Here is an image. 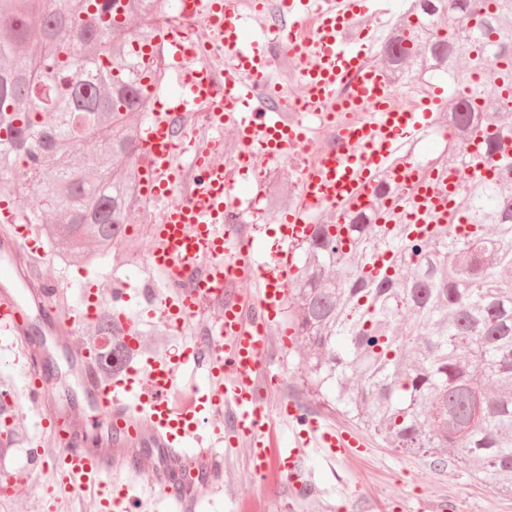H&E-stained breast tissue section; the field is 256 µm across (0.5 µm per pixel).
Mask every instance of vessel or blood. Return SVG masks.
Listing matches in <instances>:
<instances>
[{"mask_svg":"<svg viewBox=\"0 0 512 512\" xmlns=\"http://www.w3.org/2000/svg\"><path fill=\"white\" fill-rule=\"evenodd\" d=\"M194 5L224 67L216 76L194 69L184 93L173 97L176 110L212 102L215 130L232 126L242 154L272 162L287 157L302 134L285 124L262 93L273 69L268 47L278 42L277 31L254 34L234 0H194ZM281 6L286 13H314L319 19L301 74L309 119L318 118L320 105L338 98L344 113L357 120L337 122L334 146L305 169L303 205L281 225V244L260 263L253 259L252 243L242 242L230 222L244 185L228 177L226 165L214 163L211 154L194 156L189 200L163 208L153 227L148 260L163 274L164 286L150 295V314L179 328L197 318L202 302H215L222 306L216 335L189 336L180 353L152 354L105 372L100 356L106 338L91 344L83 338L88 307L107 300L127 344L138 348L139 324L127 311L128 283L88 281L79 290L76 312H68L65 289L33 273V263L48 254L35 228L20 225L14 210L6 211L0 226V342L17 348L22 393L41 410L32 459L49 457L55 485L91 494L98 512H137L142 499L131 478L146 454L154 459L151 484L160 502L172 512H190L200 490H223L218 445L247 438L256 477L272 469L294 485L307 482L299 453L309 443L332 458L348 457L359 446L354 436L321 428L295 405L288 411L294 436L281 442L271 430L256 377L268 326L287 293L292 256L284 242L308 234L313 209L369 201L377 167L426 115L391 106L380 70L369 65L357 40L339 39L352 16L365 12V0H281ZM142 145L148 195L155 201L173 196L177 154L169 113L149 114ZM246 278L259 282L257 297L236 291V283ZM185 374L200 376L202 383L193 387L189 402L179 404L173 392ZM226 415L233 421L230 435L224 432Z\"/></svg>","mask_w":512,"mask_h":512,"instance_id":"1","label":"vessel or blood"}]
</instances>
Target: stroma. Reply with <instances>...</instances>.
<instances>
[{
    "mask_svg": "<svg viewBox=\"0 0 512 512\" xmlns=\"http://www.w3.org/2000/svg\"><path fill=\"white\" fill-rule=\"evenodd\" d=\"M240 180L250 190L251 203L242 207L239 214L260 246L271 245L279 236V222L285 211L268 208L264 188L252 174L242 173ZM45 272L73 296L84 276L120 277L136 291L130 310L140 319L147 349L156 353L180 349L181 334L165 331L161 323L147 315L148 306L141 295L147 274L144 265L134 261L128 242H119L111 253L99 256L88 268L49 258ZM263 370L271 380L270 411H277L283 402L295 403L321 426L355 435L365 450L336 461L318 449H307L300 466L310 475L314 489L301 494L282 481L272 486L257 483L249 444L240 442L239 446L222 451L223 495L202 502L197 512H417L423 503L435 512H444L451 506L456 512H512V494L476 479L468 466L454 461L436 466L422 455L386 447L341 410L332 409L323 391L311 380L306 355L287 314H280L269 327ZM37 420L32 405L24 396H17L13 427L21 442L15 447L12 468L27 479L25 512H97L91 500L59 499L47 491V473L33 468L31 460Z\"/></svg>",
    "mask_w": 512,
    "mask_h": 512,
    "instance_id": "obj_1",
    "label": "stroma"
}]
</instances>
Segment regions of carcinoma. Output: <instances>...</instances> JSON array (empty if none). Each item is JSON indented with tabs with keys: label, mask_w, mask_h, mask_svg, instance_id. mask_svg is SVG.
Here are the masks:
<instances>
[{
	"label": "carcinoma",
	"mask_w": 512,
	"mask_h": 512,
	"mask_svg": "<svg viewBox=\"0 0 512 512\" xmlns=\"http://www.w3.org/2000/svg\"><path fill=\"white\" fill-rule=\"evenodd\" d=\"M161 0H0V202L37 193L23 223L54 221L48 247L90 263L123 238L139 207L130 118L148 111L164 71L132 48L163 38ZM400 78L443 72L468 82L451 92L457 143L418 183L438 182L477 145L493 170L432 224L410 220L414 189L385 171L371 204L347 205L341 222L311 225L295 245L292 325L318 388L392 448L452 456L473 475L512 490V0H409L380 50ZM102 156L88 177L76 151ZM496 232L489 235L488 226ZM106 372L133 362L110 314Z\"/></svg>",
	"instance_id": "carcinoma-1"
}]
</instances>
